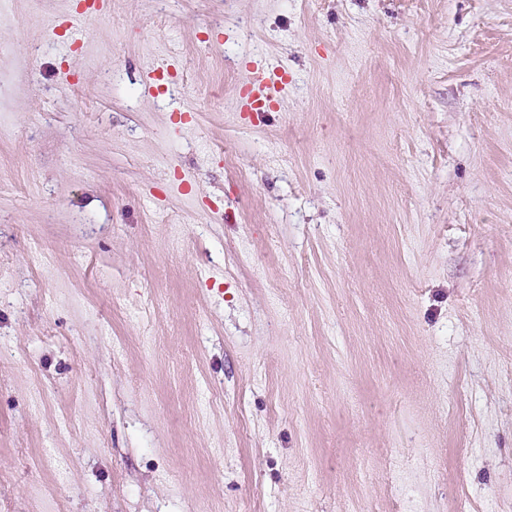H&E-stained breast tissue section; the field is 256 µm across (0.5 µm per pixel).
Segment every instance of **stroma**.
<instances>
[{"mask_svg": "<svg viewBox=\"0 0 512 512\" xmlns=\"http://www.w3.org/2000/svg\"><path fill=\"white\" fill-rule=\"evenodd\" d=\"M75 12L0 13V512H512V0ZM288 85V81L284 72L280 70H272L267 73H262L255 79L248 88V100L250 97H255L259 94L262 99H267L269 96L274 95L279 90H282Z\"/></svg>", "mask_w": 512, "mask_h": 512, "instance_id": "1", "label": "stroma"}]
</instances>
